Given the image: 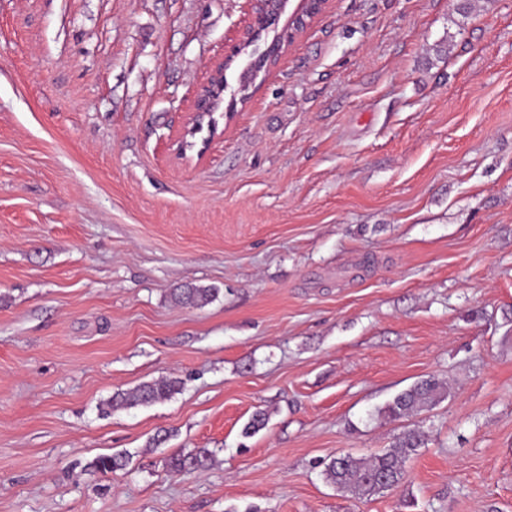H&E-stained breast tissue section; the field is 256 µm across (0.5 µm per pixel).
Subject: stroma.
Wrapping results in <instances>:
<instances>
[{
	"label": "stroma",
	"instance_id": "35a3bbf8",
	"mask_svg": "<svg viewBox=\"0 0 512 512\" xmlns=\"http://www.w3.org/2000/svg\"><path fill=\"white\" fill-rule=\"evenodd\" d=\"M247 10L0 0V512H512V0H331L185 163ZM414 427L393 489L325 481ZM213 291L212 288L181 286L173 289L172 296L177 304L202 307L210 301ZM181 382L176 378H162L139 385L132 392H116L107 401L109 410H118L137 405H150L172 396L180 390ZM447 396V387L435 379H424L393 398L385 408V416L399 419L431 409ZM207 459L205 451H187L180 450L172 454L168 460V465L172 471L182 472L203 466Z\"/></svg>",
	"mask_w": 512,
	"mask_h": 512
}]
</instances>
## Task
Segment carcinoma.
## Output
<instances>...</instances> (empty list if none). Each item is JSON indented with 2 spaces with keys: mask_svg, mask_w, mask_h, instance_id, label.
Masks as SVG:
<instances>
[{
  "mask_svg": "<svg viewBox=\"0 0 512 512\" xmlns=\"http://www.w3.org/2000/svg\"><path fill=\"white\" fill-rule=\"evenodd\" d=\"M213 289L181 286L173 289L176 303L190 307H202L210 301ZM180 390L176 378H162L139 385L132 392H116L107 401L109 410H118L137 405H150L172 396ZM447 396V387L434 379H424L412 388L398 394L390 401L383 413L399 419L428 410ZM424 444L423 433L413 428L402 434L389 450L369 458H354L346 455L330 461L324 470L325 479L358 496H373L398 485L404 478L405 462ZM207 459L204 451H183L172 454L168 465L175 472L198 468ZM122 455L99 456L90 467L106 473L125 466Z\"/></svg>",
  "mask_w": 512,
  "mask_h": 512,
  "instance_id": "carcinoma-1",
  "label": "carcinoma"
}]
</instances>
